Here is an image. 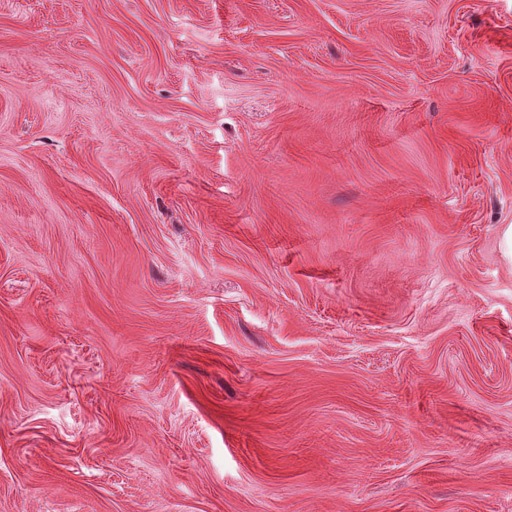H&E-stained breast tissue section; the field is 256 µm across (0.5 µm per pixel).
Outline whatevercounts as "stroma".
<instances>
[{
    "mask_svg": "<svg viewBox=\"0 0 512 512\" xmlns=\"http://www.w3.org/2000/svg\"><path fill=\"white\" fill-rule=\"evenodd\" d=\"M512 0H0V512H512Z\"/></svg>",
    "mask_w": 512,
    "mask_h": 512,
    "instance_id": "35a3bbf8",
    "label": "stroma"
}]
</instances>
